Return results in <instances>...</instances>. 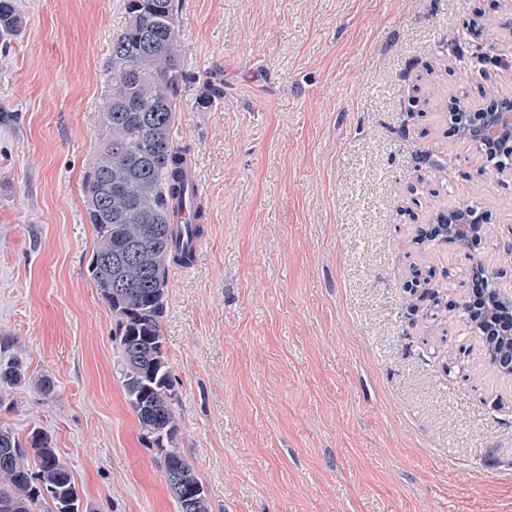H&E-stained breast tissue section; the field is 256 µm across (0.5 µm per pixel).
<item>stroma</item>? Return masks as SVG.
I'll return each instance as SVG.
<instances>
[{
    "instance_id": "1",
    "label": "stroma",
    "mask_w": 512,
    "mask_h": 512,
    "mask_svg": "<svg viewBox=\"0 0 512 512\" xmlns=\"http://www.w3.org/2000/svg\"><path fill=\"white\" fill-rule=\"evenodd\" d=\"M0 48V428L42 431L86 512H178L116 371L83 182L123 0H20ZM512 0H178L176 140L206 210L171 265L178 448L211 512H512V379L461 308L502 270L512 178L451 114L512 96ZM222 93L205 108L206 84ZM475 201L491 236L431 238ZM49 377L52 394L34 380Z\"/></svg>"
}]
</instances>
